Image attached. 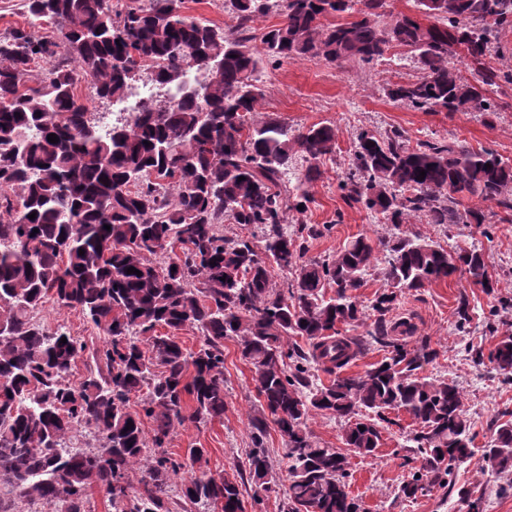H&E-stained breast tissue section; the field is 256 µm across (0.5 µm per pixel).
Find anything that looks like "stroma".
<instances>
[{
  "label": "stroma",
  "mask_w": 512,
  "mask_h": 512,
  "mask_svg": "<svg viewBox=\"0 0 512 512\" xmlns=\"http://www.w3.org/2000/svg\"><path fill=\"white\" fill-rule=\"evenodd\" d=\"M420 70L412 59L393 54L369 65L351 61L329 63L317 57H303L276 66L262 65L258 75L261 98L260 116L271 115L296 128L324 122L335 127L336 154L324 161L321 177L308 186L313 197L307 224H331L329 234L312 239L307 255L319 258L336 254L349 240L365 235L374 240L388 238L389 225L379 223L359 205L347 204L338 184L343 178L356 135L364 130L377 134L401 129L410 143L425 140H464L473 147L497 151L512 159V84L502 85L493 98L499 112L493 124L483 122L476 112H421L393 103L384 93L388 83L416 79ZM488 223L496 227L486 243L487 269L498 282L495 294L473 286L466 276L410 291L402 295L393 321L406 322L409 344L428 337L437 355L423 363L421 376L454 381L462 390L466 413L473 425L475 448L491 440L504 412L512 411V384L502 382L490 365L474 364L466 354L469 343L481 342L493 349L503 337L512 334V313L503 317L496 329H488L485 317L501 298H512V223L498 221L495 204L482 203ZM467 299L472 321L469 334L459 333L454 310L459 299ZM49 332L62 328L71 336L90 341L93 330L79 311L47 300L35 315ZM224 376L229 391L223 420L178 430L170 444L172 452L183 455L192 447L209 451L207 473L218 475L248 467L251 446L250 421L261 412L248 365L239 357L234 341L224 343ZM394 425L382 431V441L374 455L350 454L348 483L363 512H470L466 501L437 486L416 499L404 498L399 487L417 467L403 448L404 437L413 429L404 413L394 416ZM457 485L473 486L486 494V512H512V495H498V486L512 482L510 474L481 470L478 458L459 466L453 473Z\"/></svg>",
  "instance_id": "1"
}]
</instances>
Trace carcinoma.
Listing matches in <instances>:
<instances>
[{"label": "carcinoma", "mask_w": 512, "mask_h": 512, "mask_svg": "<svg viewBox=\"0 0 512 512\" xmlns=\"http://www.w3.org/2000/svg\"><path fill=\"white\" fill-rule=\"evenodd\" d=\"M171 3L131 0L116 10L112 0H26L29 18L51 24V34L17 28L0 37V512L17 500L86 512L91 485L111 512H171L177 479L195 512H243L236 477L203 470L207 449L167 451L175 429L224 418L227 339L251 366L262 401L250 422L255 505L275 492L264 444L271 422L289 463L280 512H361L343 449L373 455L386 413L397 410L417 426L404 447L421 455L402 495L446 484L480 512L483 496L452 481L474 455L463 393L418 375L437 352L427 339L411 347L395 336L390 314L399 294L457 274L495 292L481 244L447 250L401 227L414 216L474 224L490 237L483 210L465 199L494 203L512 222V161L464 141L410 148L396 128L360 133L339 189L393 229L384 243L387 288L366 307L359 289L378 260L372 240L360 235L332 256L306 260L308 239L331 225L288 228L290 212L312 203L306 186L336 153V130L257 118V72L265 61L306 55L367 65L403 48L422 76L387 86L393 102L495 116L491 94L512 83V68L487 58L512 30V0H415L430 25L408 15L381 22L387 0H224L234 20L225 29L175 13ZM272 12L282 22L256 35ZM456 56L480 75L476 83L461 75ZM46 58L60 63L29 84L31 63ZM192 68L202 80L188 87ZM144 72L176 96L99 129L77 84L122 100ZM228 220L249 234L225 236ZM275 267L290 273L279 285ZM50 297L79 311L100 341L89 348L66 331H44L33 313ZM370 316L366 335L342 334ZM188 326L199 333L194 350L178 336ZM372 343L385 356L361 374L344 373ZM470 355L512 383L511 335L487 355L473 345ZM84 356L87 375L71 385L66 376ZM319 371L329 383H317ZM315 414L341 422L344 448L315 439L307 427ZM79 430L95 431V442L68 447ZM481 458L486 469L512 472V420L498 424Z\"/></svg>", "instance_id": "carcinoma-1"}]
</instances>
